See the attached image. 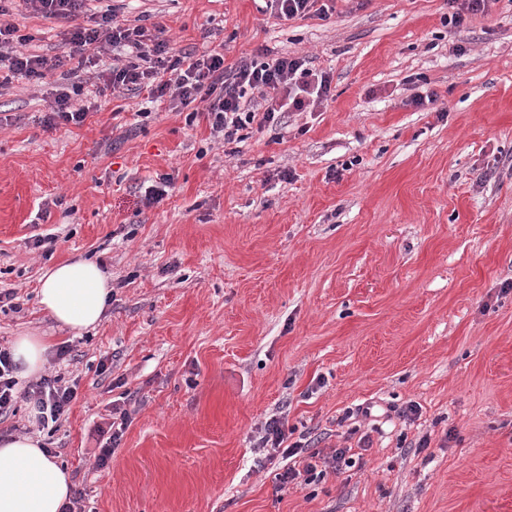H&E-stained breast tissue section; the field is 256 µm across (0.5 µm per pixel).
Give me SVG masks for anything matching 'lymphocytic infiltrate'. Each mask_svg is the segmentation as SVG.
Instances as JSON below:
<instances>
[{"instance_id":"lymphocytic-infiltrate-1","label":"lymphocytic infiltrate","mask_w":512,"mask_h":512,"mask_svg":"<svg viewBox=\"0 0 512 512\" xmlns=\"http://www.w3.org/2000/svg\"><path fill=\"white\" fill-rule=\"evenodd\" d=\"M25 6L48 19L68 23L66 55L46 57L17 52L1 55L14 78L39 81L58 74L65 79L44 124L83 125L90 111L83 104V83L76 75L87 68L106 47L127 52L123 64L100 72L107 87L146 92L151 103H179L187 108L186 123L205 115L213 137L225 143L239 140L241 131L252 124L275 127L282 113L303 112L327 97L329 74L313 69L303 57L281 56L268 61L244 59L225 67L224 56L174 52L163 28L148 31L144 26L117 23L113 9L100 11L92 24H79L86 0H23ZM8 349L0 348V416L15 412L18 400L32 402L38 424L59 421L67 414L77 389L63 384L61 376H43L20 385Z\"/></svg>"}]
</instances>
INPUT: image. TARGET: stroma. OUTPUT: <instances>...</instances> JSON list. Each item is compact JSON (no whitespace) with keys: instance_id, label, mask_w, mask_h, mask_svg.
<instances>
[{"instance_id":"stroma-1","label":"stroma","mask_w":512,"mask_h":512,"mask_svg":"<svg viewBox=\"0 0 512 512\" xmlns=\"http://www.w3.org/2000/svg\"><path fill=\"white\" fill-rule=\"evenodd\" d=\"M112 3L228 67L306 57L331 92L228 145L94 82L83 125L46 128L59 82L0 68V291L18 304L0 346L43 337L45 374L78 385L59 422L21 401L0 438L41 437L83 512H512V0L458 28L448 0L288 21L258 0ZM6 8L24 52L66 51L63 24ZM426 92L436 103L412 104ZM50 234L52 253L34 247ZM77 258L112 280L81 333L37 298L43 271ZM116 405L130 420L100 469ZM273 416L351 465L281 485L260 446Z\"/></svg>"}]
</instances>
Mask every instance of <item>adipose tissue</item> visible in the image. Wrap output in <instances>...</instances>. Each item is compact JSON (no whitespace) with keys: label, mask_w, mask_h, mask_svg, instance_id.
Returning a JSON list of instances; mask_svg holds the SVG:
<instances>
[{"label":"adipose tissue","mask_w":512,"mask_h":512,"mask_svg":"<svg viewBox=\"0 0 512 512\" xmlns=\"http://www.w3.org/2000/svg\"><path fill=\"white\" fill-rule=\"evenodd\" d=\"M112 294L108 275L90 260L47 269L38 298L58 323L82 331L97 325ZM71 496L70 476L41 445L17 435L0 441V512H64Z\"/></svg>","instance_id":"ef3b65f1"}]
</instances>
